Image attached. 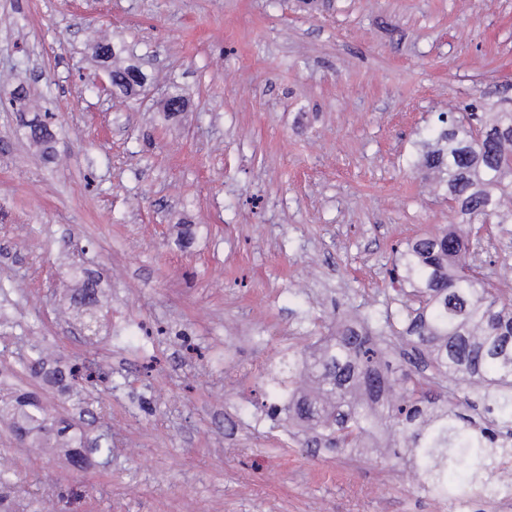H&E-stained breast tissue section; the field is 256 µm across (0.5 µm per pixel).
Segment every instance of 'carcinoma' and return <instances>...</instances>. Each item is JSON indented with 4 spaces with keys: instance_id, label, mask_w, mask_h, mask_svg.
<instances>
[{
    "instance_id": "1",
    "label": "carcinoma",
    "mask_w": 512,
    "mask_h": 512,
    "mask_svg": "<svg viewBox=\"0 0 512 512\" xmlns=\"http://www.w3.org/2000/svg\"><path fill=\"white\" fill-rule=\"evenodd\" d=\"M434 141L421 144V167L448 172V189L458 204L460 223L437 235L410 241L398 252L391 280L410 287V304L365 313L359 322L341 323L336 335L316 343L304 361L319 385L318 398L296 388V360L288 357L286 409L291 424L313 423L329 448L356 447L379 426L404 438L429 491L448 497V471L479 472L495 463L493 445L512 438L450 406L426 416L436 403L431 385L453 383L470 407V391L493 400L504 422L512 419V304L502 300L491 277L476 272L468 258L480 240L479 225L511 224L512 211L500 207L512 196V113L494 112L478 130L453 114ZM28 137L51 148L46 124H25ZM99 283L87 277L79 304L98 305ZM399 340L414 352L399 373L381 368ZM20 437L45 430L48 423L33 395L0 404Z\"/></svg>"
}]
</instances>
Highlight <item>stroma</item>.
I'll list each match as a JSON object with an SVG mask.
<instances>
[{
	"mask_svg": "<svg viewBox=\"0 0 512 512\" xmlns=\"http://www.w3.org/2000/svg\"><path fill=\"white\" fill-rule=\"evenodd\" d=\"M133 63L141 88L108 84ZM20 85L0 105V387L77 442L0 417L10 512H512V445L441 502L403 442L336 452L258 386L383 308L395 249L456 222L418 143L468 103L512 110V0H0V96ZM46 112L48 156L22 127ZM474 263L512 303V231L488 225ZM35 344L101 381L29 378Z\"/></svg>",
	"mask_w": 512,
	"mask_h": 512,
	"instance_id": "obj_1",
	"label": "stroma"
}]
</instances>
